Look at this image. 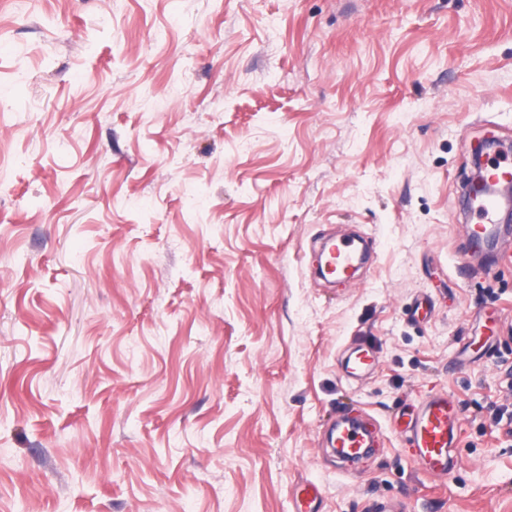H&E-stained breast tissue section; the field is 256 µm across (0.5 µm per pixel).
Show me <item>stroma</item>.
<instances>
[{"mask_svg": "<svg viewBox=\"0 0 512 512\" xmlns=\"http://www.w3.org/2000/svg\"><path fill=\"white\" fill-rule=\"evenodd\" d=\"M488 138L512 0H0V512H512V259L460 267ZM333 234L359 283L312 280ZM435 391L444 478L393 423ZM342 365L349 379H363L375 370L377 365L376 352L371 347H350L342 358ZM375 429H370L358 418L341 416L331 425L328 442L339 458L347 461H358L366 456L370 448L378 445ZM294 512H320L322 492L312 482L299 483L293 493Z\"/></svg>", "mask_w": 512, "mask_h": 512, "instance_id": "stroma-1", "label": "stroma"}]
</instances>
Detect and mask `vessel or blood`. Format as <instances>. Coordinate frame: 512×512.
Returning a JSON list of instances; mask_svg holds the SVG:
<instances>
[{
    "label": "vessel or blood",
    "instance_id": "vessel-or-blood-1",
    "mask_svg": "<svg viewBox=\"0 0 512 512\" xmlns=\"http://www.w3.org/2000/svg\"><path fill=\"white\" fill-rule=\"evenodd\" d=\"M462 204L473 214L471 223L465 227L470 247L481 246L491 234L496 236L498 244L506 243L512 231L494 224L496 202L493 198H485L476 204L466 196ZM360 263L354 239H333L322 249L318 272L327 278L345 277L351 275ZM342 365L348 378L360 380L374 372L377 356L373 348L351 347L346 350ZM459 414L458 401L445 393L429 394L411 410L400 413L396 421L397 431L412 459L429 474L445 477L456 469ZM328 441L339 458L357 461L377 446L378 435L358 418L344 415L331 425ZM293 503L294 512H321L322 492L314 483H299L293 493Z\"/></svg>",
    "mask_w": 512,
    "mask_h": 512
}]
</instances>
